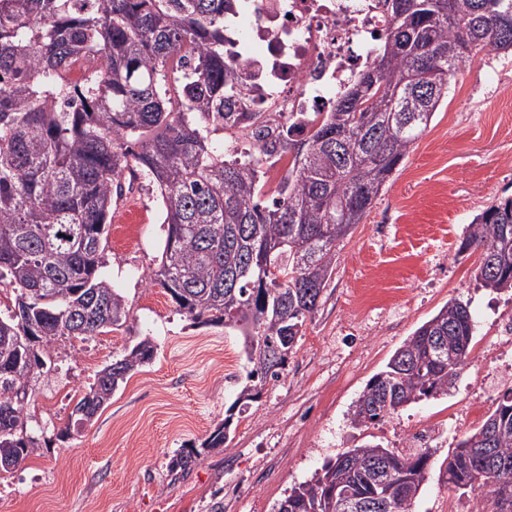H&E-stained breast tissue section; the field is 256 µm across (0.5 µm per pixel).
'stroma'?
Returning a JSON list of instances; mask_svg holds the SVG:
<instances>
[{
  "label": "stroma",
  "mask_w": 512,
  "mask_h": 512,
  "mask_svg": "<svg viewBox=\"0 0 512 512\" xmlns=\"http://www.w3.org/2000/svg\"><path fill=\"white\" fill-rule=\"evenodd\" d=\"M512 55L478 56L461 67L428 129L375 199L361 224L336 246V269L305 325L288 367L258 402L234 418L226 450L202 452L184 479L171 481L170 456L198 448L223 421L246 375L236 330L193 322L145 275L165 241L158 196L135 182L112 213L103 273L131 308L118 331L58 347L27 411L39 447L0 473V512H277L290 488L367 442L407 451L433 422L448 430L429 451L416 512H450L468 495L448 488L445 461L479 424L466 409L490 381L484 413L512 388L499 359L497 323L512 315V292L476 280L479 251H460L473 218L512 197ZM467 302L475 319L469 360L445 396L353 428L349 411L393 353L448 303ZM157 346L111 405L81 432L62 438L75 403L98 370L142 337Z\"/></svg>",
  "instance_id": "1"
}]
</instances>
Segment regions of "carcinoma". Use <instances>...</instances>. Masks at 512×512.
Returning <instances> with one entry per match:
<instances>
[{"instance_id": "obj_1", "label": "carcinoma", "mask_w": 512, "mask_h": 512, "mask_svg": "<svg viewBox=\"0 0 512 512\" xmlns=\"http://www.w3.org/2000/svg\"><path fill=\"white\" fill-rule=\"evenodd\" d=\"M384 0L390 24L375 57L328 112L296 123L240 112L249 92L224 58L230 0H0V452L13 467L38 442L25 404L55 342L119 329L125 297L102 275L112 207L140 178L166 224L146 281L199 323L240 332L250 370L242 414L279 381L336 267V246L481 53H512V0ZM221 131L230 150L212 141ZM292 156L275 187L263 162ZM481 251L475 278L512 289V198L469 224L460 250ZM474 333L450 300L418 327L354 402L363 427L455 387ZM148 336L100 369L61 435L94 421L127 376L150 362ZM233 415L201 444L227 448ZM201 452L178 449L171 476ZM427 452L347 450L293 487L288 512H415ZM448 487L512 512V389L448 455Z\"/></svg>"}]
</instances>
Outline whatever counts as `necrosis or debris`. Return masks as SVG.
<instances>
[{
	"mask_svg": "<svg viewBox=\"0 0 512 512\" xmlns=\"http://www.w3.org/2000/svg\"><path fill=\"white\" fill-rule=\"evenodd\" d=\"M224 54L246 63L248 112L329 111L389 26L381 0H233Z\"/></svg>",
	"mask_w": 512,
	"mask_h": 512,
	"instance_id": "1",
	"label": "necrosis or debris"
}]
</instances>
